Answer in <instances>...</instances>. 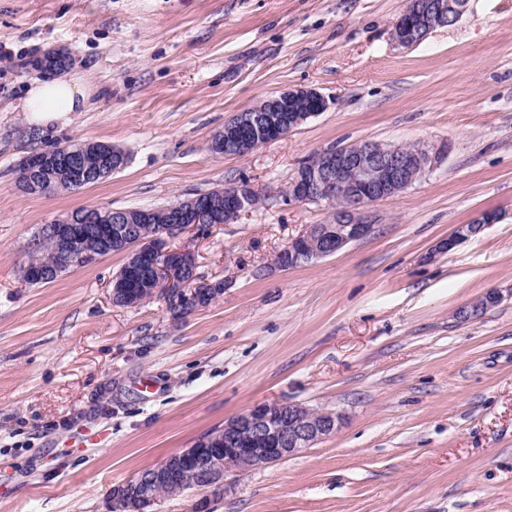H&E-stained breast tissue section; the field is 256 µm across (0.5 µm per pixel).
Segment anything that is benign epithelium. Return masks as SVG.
Here are the masks:
<instances>
[{
	"label": "benign epithelium",
	"instance_id": "7a95c632",
	"mask_svg": "<svg viewBox=\"0 0 512 512\" xmlns=\"http://www.w3.org/2000/svg\"><path fill=\"white\" fill-rule=\"evenodd\" d=\"M468 0H410L393 22L391 37L398 47L408 48L422 42L430 33L456 23L466 11ZM70 54L52 50L42 55L35 72L52 75L70 63ZM330 99L313 88L288 89L259 105L238 112L216 133V149L246 156L256 148L285 138L307 119L326 111ZM95 149V143L64 144L27 155L24 164L37 167L46 162L65 171L73 181H83L87 172L83 158ZM98 153L106 172L125 165L124 151L116 147ZM439 152L424 143L414 147L385 145L364 141L351 150L331 147L312 155L298 167L288 188V201L326 203L341 197L344 206L330 211L328 223L311 224L278 252L280 269L333 256L349 245L369 237L374 231L372 205L387 200L411 187L438 159ZM255 196L246 182L230 185L208 199L193 198L173 206L144 211V219L163 220L160 233L140 235L131 223L129 210H112V223L100 224L87 212V224H47L28 243L34 249L43 239L53 240L58 261L45 267L28 260L22 268L25 279H50L79 264H89L119 246L127 256V275H118L112 302L120 306L141 304L138 293L117 289L126 287L128 275L141 273L137 288L164 291L170 307L177 313L194 312L223 294L221 282H209L204 288L191 287L197 279L196 260L186 249H174L173 238L200 224H221L230 214L249 209ZM495 219L485 215L474 224H458L440 248L450 250L477 234ZM343 416L285 401H264L224 423L215 430L163 460L146 473L129 480L115 496L119 512H152L153 488L162 483L178 484L184 489L201 483L217 493L224 492L225 477L243 473L287 459L332 435Z\"/></svg>",
	"mask_w": 512,
	"mask_h": 512
}]
</instances>
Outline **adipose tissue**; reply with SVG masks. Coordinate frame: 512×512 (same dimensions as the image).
I'll return each mask as SVG.
<instances>
[{"instance_id":"1","label":"adipose tissue","mask_w":512,"mask_h":512,"mask_svg":"<svg viewBox=\"0 0 512 512\" xmlns=\"http://www.w3.org/2000/svg\"><path fill=\"white\" fill-rule=\"evenodd\" d=\"M90 92L81 78L64 73L58 78L33 82L24 100L25 111L37 120L47 121L64 112H81L87 107Z\"/></svg>"}]
</instances>
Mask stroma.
Segmentation results:
<instances>
[{"label": "stroma", "instance_id": "35a3bbf8", "mask_svg": "<svg viewBox=\"0 0 512 512\" xmlns=\"http://www.w3.org/2000/svg\"><path fill=\"white\" fill-rule=\"evenodd\" d=\"M407 0H0V512H112L114 489L265 400L341 413L331 436L278 463L195 487L155 512H512V0H469L408 49ZM67 50L86 111L36 124L31 60ZM309 87L328 110L250 154L216 156L236 112ZM35 138H28V131ZM126 166L72 193L25 195L31 151L71 140ZM445 147L377 202L374 233L283 271L273 259L327 207L287 199L317 151L360 141ZM241 181L231 224L176 238L211 304L112 302L121 253L55 282L21 278L25 246L84 207L153 208ZM493 223L436 244L483 213ZM498 304L467 320L485 293Z\"/></svg>", "mask_w": 512, "mask_h": 512}]
</instances>
